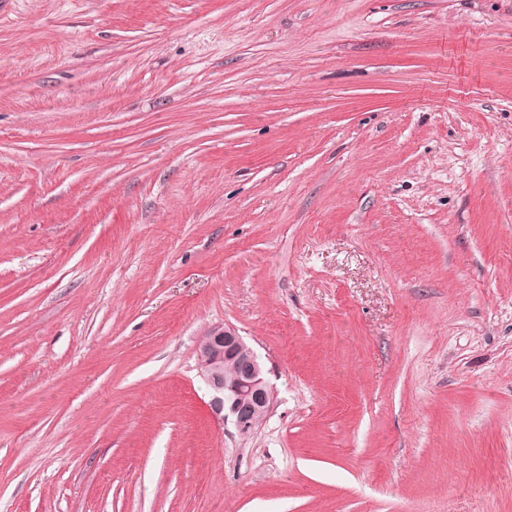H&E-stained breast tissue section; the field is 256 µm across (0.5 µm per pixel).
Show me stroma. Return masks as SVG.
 Returning <instances> with one entry per match:
<instances>
[{"mask_svg":"<svg viewBox=\"0 0 512 512\" xmlns=\"http://www.w3.org/2000/svg\"><path fill=\"white\" fill-rule=\"evenodd\" d=\"M0 512H512V0H0ZM198 359L210 389L212 413L224 424L230 423L239 436L251 434L274 399L254 351L234 328L218 325L200 340Z\"/></svg>","mask_w":512,"mask_h":512,"instance_id":"35a3bbf8","label":"stroma"}]
</instances>
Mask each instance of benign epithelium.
<instances>
[{"mask_svg":"<svg viewBox=\"0 0 512 512\" xmlns=\"http://www.w3.org/2000/svg\"><path fill=\"white\" fill-rule=\"evenodd\" d=\"M198 359L210 389L212 413L238 435L251 434L274 399L254 351L235 329L218 325L200 340Z\"/></svg>","mask_w":512,"mask_h":512,"instance_id":"obj_1","label":"benign epithelium"}]
</instances>
